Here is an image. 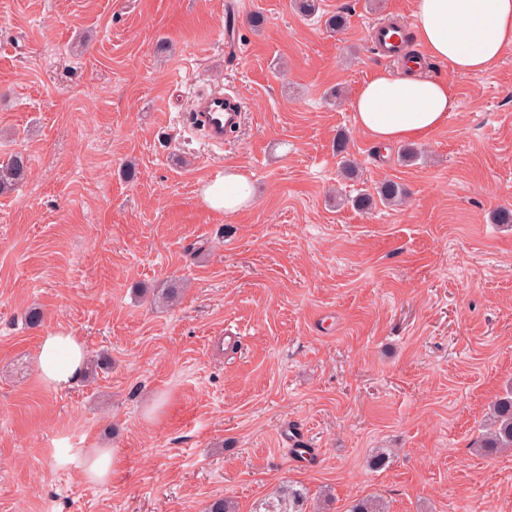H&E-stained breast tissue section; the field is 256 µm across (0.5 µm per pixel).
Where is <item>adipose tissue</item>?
<instances>
[{"label": "adipose tissue", "instance_id": "adipose-tissue-1", "mask_svg": "<svg viewBox=\"0 0 512 512\" xmlns=\"http://www.w3.org/2000/svg\"><path fill=\"white\" fill-rule=\"evenodd\" d=\"M416 41L432 58L454 70L480 74L512 47V0H416ZM354 120L374 142L416 140L441 128L457 108L446 82L407 69L376 71L352 99ZM202 195L212 208L227 214L252 202L248 175L234 167L204 184ZM87 352L78 337L63 331L42 336L39 373L50 387L64 389L82 376Z\"/></svg>", "mask_w": 512, "mask_h": 512}]
</instances>
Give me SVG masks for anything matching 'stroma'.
<instances>
[{"label": "stroma", "mask_w": 512, "mask_h": 512, "mask_svg": "<svg viewBox=\"0 0 512 512\" xmlns=\"http://www.w3.org/2000/svg\"><path fill=\"white\" fill-rule=\"evenodd\" d=\"M414 12L0 0V163L30 167L0 194V512H206L218 497L255 512L286 484L307 489L305 512L367 497L512 512V450L477 448L512 387V224L493 219L512 209V47L479 75L425 59L458 107L403 160L356 126L352 98L401 69L372 26L409 29ZM220 89L246 108L218 148L184 115ZM229 166L255 186L232 215L201 196ZM387 180L400 204L376 200ZM174 285L178 303L154 302ZM52 330L93 361L66 390L39 376ZM95 448L116 453L108 482L81 475ZM379 448L392 457L376 470Z\"/></svg>", "instance_id": "stroma-1"}]
</instances>
